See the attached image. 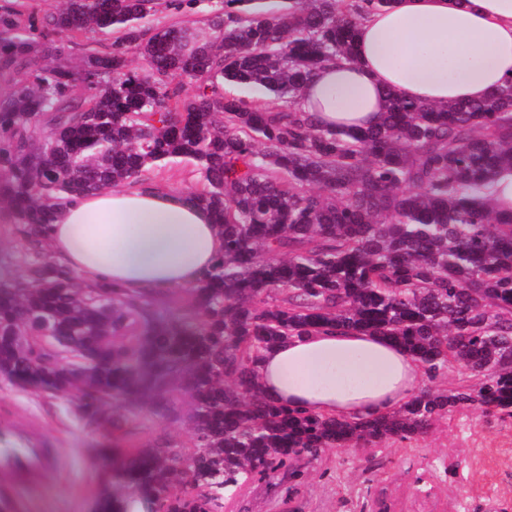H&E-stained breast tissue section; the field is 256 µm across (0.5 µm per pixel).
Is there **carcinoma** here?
Listing matches in <instances>:
<instances>
[{"instance_id": "obj_1", "label": "carcinoma", "mask_w": 512, "mask_h": 512, "mask_svg": "<svg viewBox=\"0 0 512 512\" xmlns=\"http://www.w3.org/2000/svg\"><path fill=\"white\" fill-rule=\"evenodd\" d=\"M24 8L0 6V213L24 244L21 274L0 281V379L75 392L114 433L145 408L193 434L189 448L159 437L126 454L113 478L136 495L98 512H217L224 485L301 455L409 441L457 408L512 419V211L491 205L512 173V81L447 105L390 90L377 124L333 129L296 102L317 67L352 57L356 0H60L26 24ZM163 9L206 13L209 40L185 47L181 29L153 24ZM91 31L118 41L60 62L61 38ZM240 84L272 103L226 91ZM182 161L224 255L180 314L159 313L165 292L85 285L55 264L44 231L61 200ZM44 329L60 349L39 344ZM317 329L386 336L430 377L456 364L477 386L360 421L262 397V352Z\"/></svg>"}]
</instances>
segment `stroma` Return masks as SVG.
Returning a JSON list of instances; mask_svg holds the SVG:
<instances>
[{"label":"stroma","mask_w":512,"mask_h":512,"mask_svg":"<svg viewBox=\"0 0 512 512\" xmlns=\"http://www.w3.org/2000/svg\"><path fill=\"white\" fill-rule=\"evenodd\" d=\"M127 433L91 425L74 394L58 395L0 381V442L52 449L47 481L16 490L0 512H98L123 449L166 434L182 445L189 430L150 417H130ZM298 480L278 474L250 480L226 495L220 512H512V420L470 409L445 415L408 442L383 451L354 445L300 462Z\"/></svg>","instance_id":"obj_1"}]
</instances>
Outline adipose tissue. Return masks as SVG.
<instances>
[{
    "mask_svg": "<svg viewBox=\"0 0 512 512\" xmlns=\"http://www.w3.org/2000/svg\"><path fill=\"white\" fill-rule=\"evenodd\" d=\"M512 80V0H395L365 10L357 58L323 65L302 111L323 125H374L385 90L428 103L487 99ZM46 238L52 257L86 284L130 294L196 286L224 252L210 214L157 182L127 183L64 203ZM266 397L312 413L367 419L423 386L421 363L368 333L314 331L263 351Z\"/></svg>",
    "mask_w": 512,
    "mask_h": 512,
    "instance_id": "obj_1",
    "label": "adipose tissue"
}]
</instances>
